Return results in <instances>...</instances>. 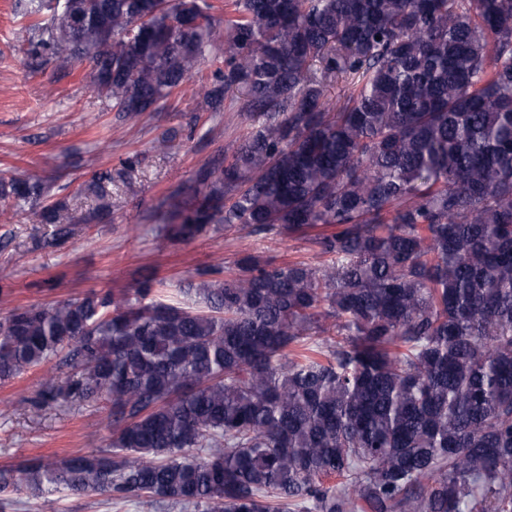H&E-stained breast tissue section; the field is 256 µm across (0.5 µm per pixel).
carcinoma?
I'll use <instances>...</instances> for the list:
<instances>
[{
  "label": "carcinoma",
  "mask_w": 512,
  "mask_h": 512,
  "mask_svg": "<svg viewBox=\"0 0 512 512\" xmlns=\"http://www.w3.org/2000/svg\"><path fill=\"white\" fill-rule=\"evenodd\" d=\"M28 0L31 65L88 61L125 119L202 66L204 111L238 90L249 131L149 216L307 235L316 261L198 268L186 304L90 290L0 318V382L56 358L41 404L106 402L103 448L0 469V496L61 490L188 512H512V0ZM343 81L344 99L328 94ZM112 171L85 184L112 213ZM0 178V220L40 206Z\"/></svg>",
  "instance_id": "obj_1"
}]
</instances>
